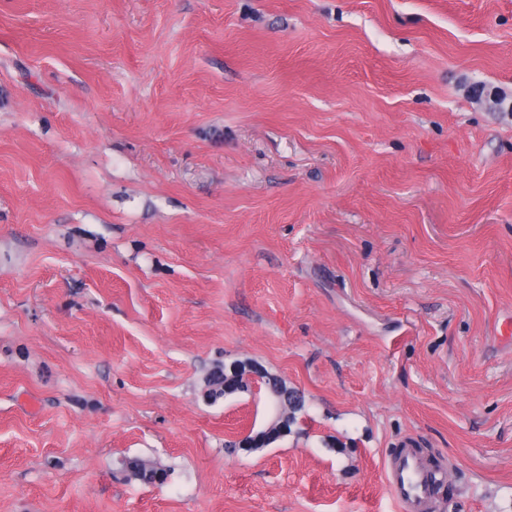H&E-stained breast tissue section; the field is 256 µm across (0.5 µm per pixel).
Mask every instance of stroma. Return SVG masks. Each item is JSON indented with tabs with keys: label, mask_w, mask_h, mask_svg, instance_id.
<instances>
[{
	"label": "stroma",
	"mask_w": 512,
	"mask_h": 512,
	"mask_svg": "<svg viewBox=\"0 0 512 512\" xmlns=\"http://www.w3.org/2000/svg\"><path fill=\"white\" fill-rule=\"evenodd\" d=\"M509 314L512 0H0V512H512ZM232 374H236L237 383L225 389L226 393H231L234 390H247L256 393L259 387L263 371L252 363H238L232 364L229 370ZM266 379V386L268 389H282L284 393L288 394V403H294L293 407L284 408L283 413L286 416V420L288 422V426L284 425V419L279 421L280 414L276 410V406L274 404L275 410H274V419L273 421L267 426V428L263 431H260L256 433L255 435L252 434V430L248 431L246 435L241 439L238 446L242 449H248L256 440H260L262 443H273L280 437L285 436L288 433V428L290 424H294L297 421L296 414L301 412L303 410V404L302 402L297 399L294 395V391L290 388H288V385L284 380H282L280 377L276 375H271L266 373L265 374ZM387 485L402 512H429L435 487L446 480L429 469L412 450H404L387 465Z\"/></svg>",
	"instance_id": "1"
}]
</instances>
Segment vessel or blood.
Segmentation results:
<instances>
[{
	"mask_svg": "<svg viewBox=\"0 0 512 512\" xmlns=\"http://www.w3.org/2000/svg\"><path fill=\"white\" fill-rule=\"evenodd\" d=\"M446 475L429 469L413 451H402L387 466V485L400 512H430L435 487Z\"/></svg>",
	"mask_w": 512,
	"mask_h": 512,
	"instance_id": "1",
	"label": "vessel or blood"
}]
</instances>
